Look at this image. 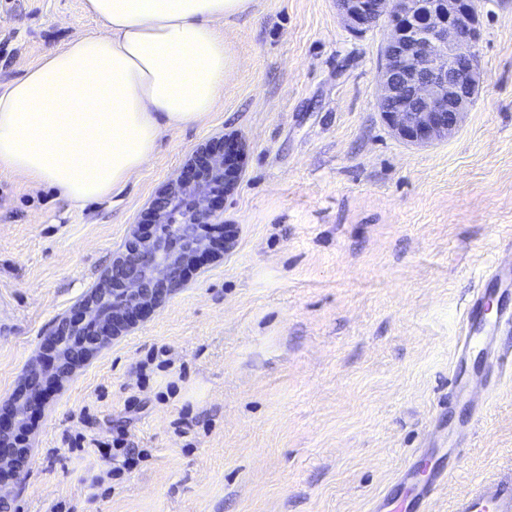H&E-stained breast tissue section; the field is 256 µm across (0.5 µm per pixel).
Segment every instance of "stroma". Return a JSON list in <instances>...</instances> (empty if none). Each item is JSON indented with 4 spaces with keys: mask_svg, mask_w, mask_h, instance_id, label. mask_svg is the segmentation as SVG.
<instances>
[{
    "mask_svg": "<svg viewBox=\"0 0 512 512\" xmlns=\"http://www.w3.org/2000/svg\"><path fill=\"white\" fill-rule=\"evenodd\" d=\"M485 79L456 134L417 147L375 104L382 28L334 0H254L224 25L236 65L199 122L168 131L119 193L86 205L0 174V405L200 146L242 144L228 252L61 382L23 432L10 512H375L408 468L445 459L452 512L512 475V373L448 401L460 320L491 260L512 264V0H478ZM84 0H0V85L100 31ZM104 441L114 456L78 450ZM145 456L120 477L122 448Z\"/></svg>",
    "mask_w": 512,
    "mask_h": 512,
    "instance_id": "obj_1",
    "label": "stroma"
}]
</instances>
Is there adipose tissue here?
<instances>
[{
    "mask_svg": "<svg viewBox=\"0 0 512 512\" xmlns=\"http://www.w3.org/2000/svg\"><path fill=\"white\" fill-rule=\"evenodd\" d=\"M252 3L85 0L101 31L0 87V174L74 204L122 189L164 132L213 110L235 67L222 25Z\"/></svg>",
    "mask_w": 512,
    "mask_h": 512,
    "instance_id": "1",
    "label": "adipose tissue"
}]
</instances>
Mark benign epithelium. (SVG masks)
<instances>
[{"mask_svg": "<svg viewBox=\"0 0 512 512\" xmlns=\"http://www.w3.org/2000/svg\"><path fill=\"white\" fill-rule=\"evenodd\" d=\"M345 27L364 34L381 26L376 102L402 142L426 146L453 136L473 107L484 73L477 47L481 26L476 0H336ZM242 146L221 138L200 147L193 166L154 199L147 223L125 239L106 275L77 310L46 338L54 373L32 368L0 410V469L20 479L28 462L19 428L40 405L46 387L67 377L112 338L181 288L186 270L219 249L229 251L235 229L217 237L203 227L218 218V204L238 183Z\"/></svg>", "mask_w": 512, "mask_h": 512, "instance_id": "obj_1", "label": "benign epithelium"}]
</instances>
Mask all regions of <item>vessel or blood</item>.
I'll return each mask as SVG.
<instances>
[{"label": "vessel or blood", "mask_w": 512, "mask_h": 512, "mask_svg": "<svg viewBox=\"0 0 512 512\" xmlns=\"http://www.w3.org/2000/svg\"><path fill=\"white\" fill-rule=\"evenodd\" d=\"M487 280L488 287L477 289L464 309L450 384V395L455 399L465 393L466 364L471 357H480L499 375L512 370V345L500 343L496 331L497 326L512 323V310L504 304L511 293L507 287L512 284V272L493 264ZM447 478V470L440 467L418 481L417 493L408 504L410 512H428L437 485ZM454 512H512V477L478 482L456 501Z\"/></svg>", "instance_id": "1"}]
</instances>
